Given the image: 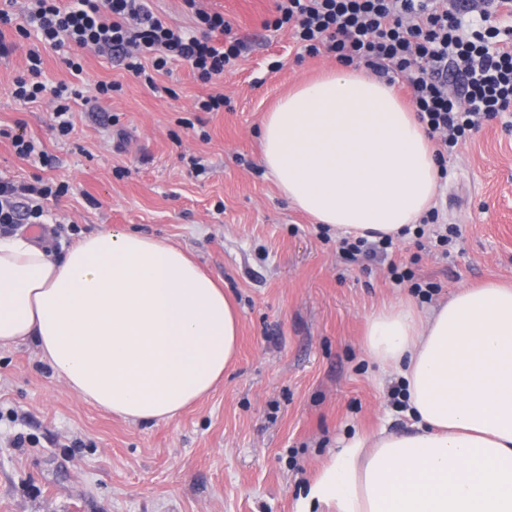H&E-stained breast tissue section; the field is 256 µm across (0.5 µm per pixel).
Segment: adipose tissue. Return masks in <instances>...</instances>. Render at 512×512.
Segmentation results:
<instances>
[{"label":"adipose tissue","mask_w":512,"mask_h":512,"mask_svg":"<svg viewBox=\"0 0 512 512\" xmlns=\"http://www.w3.org/2000/svg\"><path fill=\"white\" fill-rule=\"evenodd\" d=\"M261 143L281 196L342 235L398 237L440 184L416 112L344 66L282 97ZM239 325L223 288L165 240L113 226L56 259L0 238V347L34 341L81 400L123 420L167 423L213 390ZM362 349L397 373L411 428L343 440L297 512H512V286L383 304Z\"/></svg>","instance_id":"ef3b65f1"}]
</instances>
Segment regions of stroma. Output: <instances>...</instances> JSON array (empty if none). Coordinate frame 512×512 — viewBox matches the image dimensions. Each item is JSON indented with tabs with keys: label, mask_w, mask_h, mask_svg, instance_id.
Returning a JSON list of instances; mask_svg holds the SVG:
<instances>
[{
	"label": "stroma",
	"mask_w": 512,
	"mask_h": 512,
	"mask_svg": "<svg viewBox=\"0 0 512 512\" xmlns=\"http://www.w3.org/2000/svg\"><path fill=\"white\" fill-rule=\"evenodd\" d=\"M223 13L248 50L234 72L201 82L183 61L159 75L162 92L136 81L115 56L47 48L42 98H14L33 38L15 30L21 4L0 27V175L50 180L65 194L44 201V224L21 226L50 256L114 224L187 250L237 303L241 347L223 381L168 423L132 424L82 401L59 381L34 342L0 347V512H295L340 440L410 422L390 370L360 347L367 316L406 295L396 263L437 282L433 302L458 288L512 283V112L488 122L448 162L435 200L461 235L447 250L397 242L389 260L352 263L335 232L280 195L260 160L258 129L295 84L335 67L302 55L274 31V0H200ZM78 92L74 130L53 129L58 83ZM121 91L100 97L97 85ZM220 93L224 109L196 112ZM22 133L40 155H16ZM206 170L193 173L191 158Z\"/></svg>",
	"instance_id": "35a3bbf8"
}]
</instances>
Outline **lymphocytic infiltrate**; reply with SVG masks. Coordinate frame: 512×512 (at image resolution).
Instances as JSON below:
<instances>
[{"instance_id": "f902f5d3", "label": "lymphocytic infiltrate", "mask_w": 512, "mask_h": 512, "mask_svg": "<svg viewBox=\"0 0 512 512\" xmlns=\"http://www.w3.org/2000/svg\"><path fill=\"white\" fill-rule=\"evenodd\" d=\"M26 22L38 44L15 98L32 102L46 89L41 46L92 47L116 54L134 77L155 87L172 61L190 64L205 82L223 76L246 51L231 38L222 13L192 8L187 32L154 16L148 0H27ZM274 29L289 28L308 55H333L347 66L393 84L405 81L419 119L436 145L438 162L500 113L512 112V0H275ZM64 186H34L0 177V234L39 223L41 202Z\"/></svg>"}]
</instances>
